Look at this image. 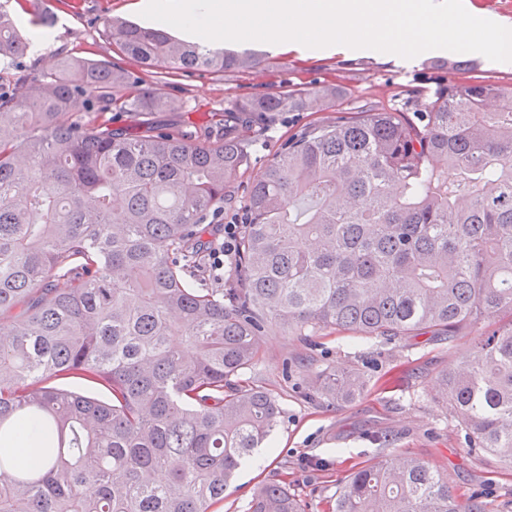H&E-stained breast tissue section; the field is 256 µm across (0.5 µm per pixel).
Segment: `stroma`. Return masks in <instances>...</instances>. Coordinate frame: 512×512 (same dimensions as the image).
<instances>
[{
  "label": "stroma",
  "mask_w": 512,
  "mask_h": 512,
  "mask_svg": "<svg viewBox=\"0 0 512 512\" xmlns=\"http://www.w3.org/2000/svg\"><path fill=\"white\" fill-rule=\"evenodd\" d=\"M130 2L76 0L75 8L69 9L57 0H45L56 23L54 38L43 48V55L66 52L110 60L112 47L99 20L120 17L142 23ZM250 48L265 58L262 71L172 76L170 82L180 90L184 107L150 115L151 125L191 130L206 123L226 100L271 87L315 86L327 81L344 88L341 107L356 111L377 102L398 107L410 92L434 90L448 77V56L438 52L420 54L413 64L401 66L376 53L300 59L272 51L262 42L251 43ZM314 118L311 112L271 116L264 130L265 142L250 159L249 174L259 172L288 134ZM484 333L483 325L471 327L465 345L453 349L447 342L426 336L387 341L353 340L337 334L320 337L316 346L310 347L269 325L260 338L259 359L249 375L280 395L284 413L265 462L242 465L218 512H247L254 491L273 478L287 480L305 503L306 512H332L345 476L390 452L425 460L447 475L449 485L461 495L490 488L498 495L503 512H512V473L501 471L490 457L469 452L456 421L432 398L438 372L452 367L467 347L482 341ZM352 366L363 369L372 382L363 397L336 406L314 404L302 396V385L315 374ZM384 433L391 435V443H381Z\"/></svg>",
  "instance_id": "stroma-1"
}]
</instances>
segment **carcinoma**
<instances>
[{"mask_svg":"<svg viewBox=\"0 0 512 512\" xmlns=\"http://www.w3.org/2000/svg\"><path fill=\"white\" fill-rule=\"evenodd\" d=\"M116 62L55 55L0 5V512H212L267 444L279 395L246 377L268 323L313 337L455 348L435 399L467 448L512 471V87L460 64L414 110L311 121L252 177L230 288L187 280L207 216L248 169L252 122L336 107L332 82L273 88L215 112L203 138L112 127V112H176L168 75L249 71L263 58L201 47L163 28L101 21ZM105 387L101 401L46 385ZM363 373L318 374L313 397L349 403ZM38 429L52 460L24 468ZM425 462L387 454L354 468L333 512H496ZM248 512H304L288 483ZM34 437L35 432L32 428H27L20 434L19 461L27 466L44 469L49 465L50 459L44 456H36L34 448H29Z\"/></svg>","mask_w":512,"mask_h":512,"instance_id":"cac0c4a2","label":"carcinoma"}]
</instances>
